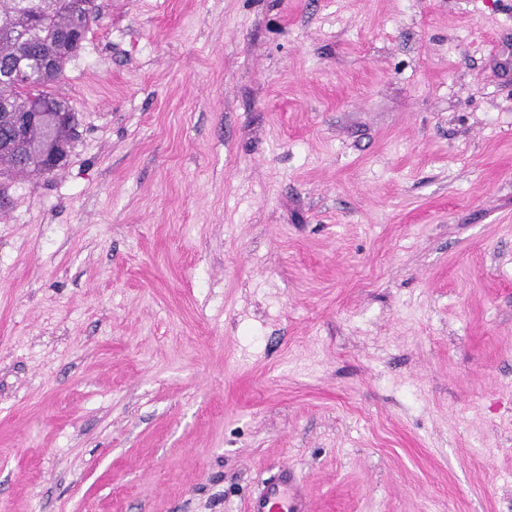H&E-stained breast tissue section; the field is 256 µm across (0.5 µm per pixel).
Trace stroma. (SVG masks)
I'll return each mask as SVG.
<instances>
[{
	"mask_svg": "<svg viewBox=\"0 0 512 512\" xmlns=\"http://www.w3.org/2000/svg\"><path fill=\"white\" fill-rule=\"evenodd\" d=\"M0 176V512H512V0H100ZM246 511L307 512L303 482L288 466L282 467L276 478L248 502Z\"/></svg>",
	"mask_w": 512,
	"mask_h": 512,
	"instance_id": "obj_1",
	"label": "stroma"
}]
</instances>
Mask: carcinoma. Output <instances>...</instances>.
Returning <instances> with one entry per match:
<instances>
[{
  "mask_svg": "<svg viewBox=\"0 0 512 512\" xmlns=\"http://www.w3.org/2000/svg\"><path fill=\"white\" fill-rule=\"evenodd\" d=\"M99 16L75 0H0V67L28 76L20 84L0 72L1 168L44 175L40 154L72 141L76 115L54 87L80 49L77 33L90 31ZM47 56L55 69H46Z\"/></svg>",
  "mask_w": 512,
  "mask_h": 512,
  "instance_id": "obj_1",
  "label": "carcinoma"
}]
</instances>
